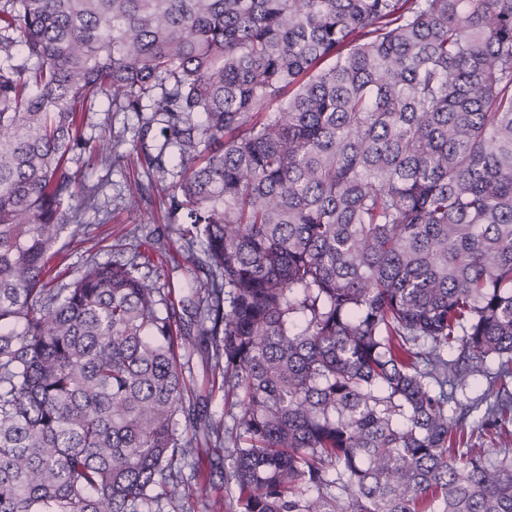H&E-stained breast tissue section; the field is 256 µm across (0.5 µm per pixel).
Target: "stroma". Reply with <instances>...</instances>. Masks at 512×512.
Listing matches in <instances>:
<instances>
[{"instance_id": "stroma-1", "label": "stroma", "mask_w": 512, "mask_h": 512, "mask_svg": "<svg viewBox=\"0 0 512 512\" xmlns=\"http://www.w3.org/2000/svg\"><path fill=\"white\" fill-rule=\"evenodd\" d=\"M139 125L132 112H113L106 98H97L90 112H87L84 136L90 142L106 137L121 154L120 162L82 153L71 160V172L80 181L101 185L97 208L82 212L77 231H66L60 247L66 252L61 267L64 279L75 277L89 259L104 263L114 257L109 247L121 244L123 258H131L149 232L168 234L176 228V221L166 209L160 207L161 184L155 171L137 158L133 141ZM142 187L143 199L139 207L128 206V190L133 184Z\"/></svg>"}]
</instances>
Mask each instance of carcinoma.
<instances>
[{
	"instance_id": "cac0c4a2",
	"label": "carcinoma",
	"mask_w": 512,
	"mask_h": 512,
	"mask_svg": "<svg viewBox=\"0 0 512 512\" xmlns=\"http://www.w3.org/2000/svg\"><path fill=\"white\" fill-rule=\"evenodd\" d=\"M0 512H512V0H0ZM197 286L49 263L91 97ZM202 352L234 447L186 362ZM195 466L186 475L185 468ZM214 481L216 488L208 496L190 490L182 500L166 505L164 512H230L225 504L221 511H217L219 510L218 506H214L216 499L224 500V473L215 474Z\"/></svg>"
}]
</instances>
